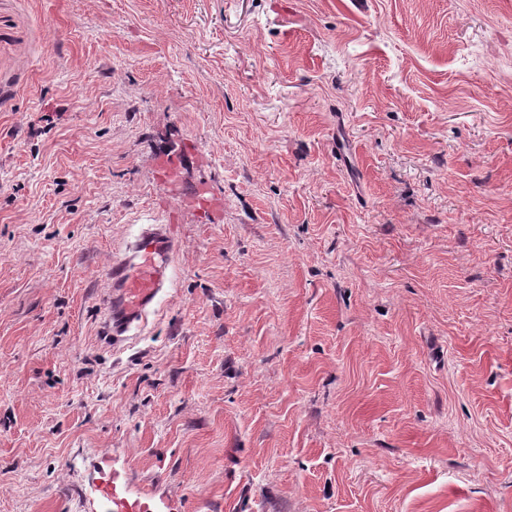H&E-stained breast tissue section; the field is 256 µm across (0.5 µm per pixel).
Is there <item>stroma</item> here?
I'll use <instances>...</instances> for the list:
<instances>
[{
    "mask_svg": "<svg viewBox=\"0 0 512 512\" xmlns=\"http://www.w3.org/2000/svg\"><path fill=\"white\" fill-rule=\"evenodd\" d=\"M173 224L109 345L102 273ZM512 512V0H0V512ZM180 248L172 224H144L122 254L112 258L104 272L109 289L104 295L103 318L112 345L129 339L159 302L169 270ZM129 473H120L112 469L105 474L99 485V502L106 512H171L175 509L167 507L163 510L156 503V494L149 488L132 489Z\"/></svg>",
    "mask_w": 512,
    "mask_h": 512,
    "instance_id": "1",
    "label": "stroma"
}]
</instances>
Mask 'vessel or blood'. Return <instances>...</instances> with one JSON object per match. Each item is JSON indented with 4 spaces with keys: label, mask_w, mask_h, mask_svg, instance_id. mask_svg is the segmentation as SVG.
Returning a JSON list of instances; mask_svg holds the SVG:
<instances>
[{
    "label": "vessel or blood",
    "mask_w": 512,
    "mask_h": 512,
    "mask_svg": "<svg viewBox=\"0 0 512 512\" xmlns=\"http://www.w3.org/2000/svg\"><path fill=\"white\" fill-rule=\"evenodd\" d=\"M179 248L171 225L145 224L124 252L113 257L104 273L108 290L103 302L104 323L113 344L128 340L153 311L170 280ZM98 492L105 512H163L155 492L132 489L125 472L104 475Z\"/></svg>",
    "instance_id": "obj_1"
}]
</instances>
